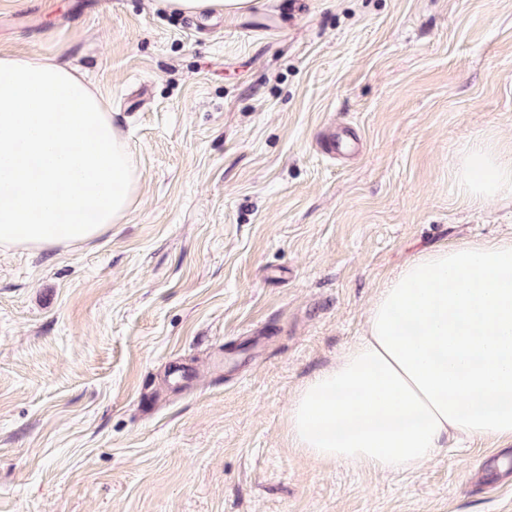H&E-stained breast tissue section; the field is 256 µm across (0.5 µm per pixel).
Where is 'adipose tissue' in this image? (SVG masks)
Masks as SVG:
<instances>
[{"label":"adipose tissue","instance_id":"adipose-tissue-1","mask_svg":"<svg viewBox=\"0 0 512 512\" xmlns=\"http://www.w3.org/2000/svg\"><path fill=\"white\" fill-rule=\"evenodd\" d=\"M472 200L512 194V152L478 139L455 164ZM136 160L73 69L0 56V249L74 247L124 223ZM512 442V241L420 253L373 298L365 334L293 395L288 437L316 461L425 466L455 435Z\"/></svg>","mask_w":512,"mask_h":512}]
</instances>
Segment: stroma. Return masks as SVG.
<instances>
[{
  "instance_id": "stroma-1",
  "label": "stroma",
  "mask_w": 512,
  "mask_h": 512,
  "mask_svg": "<svg viewBox=\"0 0 512 512\" xmlns=\"http://www.w3.org/2000/svg\"><path fill=\"white\" fill-rule=\"evenodd\" d=\"M3 54L85 77L140 193L87 244L0 249V512H512V442L381 473L287 434L416 254L512 237L454 176L512 148V0H0ZM170 12L181 15H200L215 12L219 14L242 12L253 3L252 0H162Z\"/></svg>"
}]
</instances>
